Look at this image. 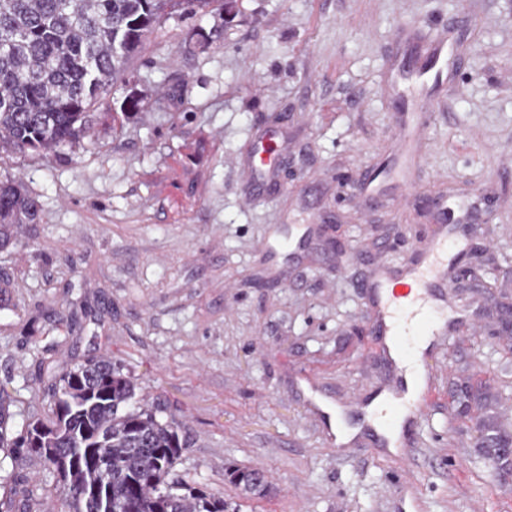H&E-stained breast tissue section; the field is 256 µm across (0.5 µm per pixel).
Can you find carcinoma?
Masks as SVG:
<instances>
[{"instance_id": "cac0c4a2", "label": "carcinoma", "mask_w": 512, "mask_h": 512, "mask_svg": "<svg viewBox=\"0 0 512 512\" xmlns=\"http://www.w3.org/2000/svg\"><path fill=\"white\" fill-rule=\"evenodd\" d=\"M212 2L0 0V148L55 156L79 143L99 97L127 83L129 61L166 9L195 15ZM39 216L21 180H0V249ZM138 389L137 378L111 360L53 370L45 415L29 416L13 437V400L0 388V451L35 461L53 479L41 495L13 474L0 512H33L44 495L67 512H224L223 498L175 478L181 426L136 400ZM227 478L246 496L270 491L252 470L230 468Z\"/></svg>"}]
</instances>
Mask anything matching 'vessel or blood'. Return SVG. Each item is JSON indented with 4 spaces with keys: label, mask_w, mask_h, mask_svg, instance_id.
Here are the masks:
<instances>
[{
    "label": "vessel or blood",
    "mask_w": 512,
    "mask_h": 512,
    "mask_svg": "<svg viewBox=\"0 0 512 512\" xmlns=\"http://www.w3.org/2000/svg\"><path fill=\"white\" fill-rule=\"evenodd\" d=\"M450 50L447 41L430 45L425 51L414 50L395 65L390 86L406 103L409 117L400 119L399 149L408 151L413 165L423 166L428 161V151L423 136L432 118V92L448 79ZM479 198L448 204L441 200L435 207L449 212L452 223L444 225L441 233L419 247L411 264L403 271L391 275L378 272L365 285L374 309L371 335L388 337L385 353L397 374L387 389V403L380 409L381 427H370L373 440L381 446H404L405 435L389 438L386 426L395 420L412 423L423 411L419 401L410 400L409 388L400 366L409 355L408 331L422 337H433L448 327L463 323L464 313L455 309L448 296L449 246L464 249L465 240L459 227L474 221Z\"/></svg>",
    "instance_id": "vessel-or-blood-1"
}]
</instances>
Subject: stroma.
Returning a JSON list of instances; mask_svg holds the SVG:
<instances>
[{
	"label": "stroma",
	"mask_w": 512,
	"mask_h": 512,
	"mask_svg": "<svg viewBox=\"0 0 512 512\" xmlns=\"http://www.w3.org/2000/svg\"><path fill=\"white\" fill-rule=\"evenodd\" d=\"M406 27L454 45L425 169L397 154L387 90ZM132 94L136 114L59 156L0 151V178L41 208L0 250L17 411L42 412V363L109 357L182 423L179 475L228 512H512V476L448 405L477 381L490 419L512 422V0H238L230 21L213 0L163 15L99 109ZM268 133L280 156L257 184L246 164ZM476 195L487 222L448 274L471 324L419 359L433 384L412 463L329 446L324 414L362 426L352 399L386 381L363 282L434 235L429 198ZM229 468L262 469L270 494L244 496Z\"/></svg>",
	"instance_id": "obj_1"
}]
</instances>
